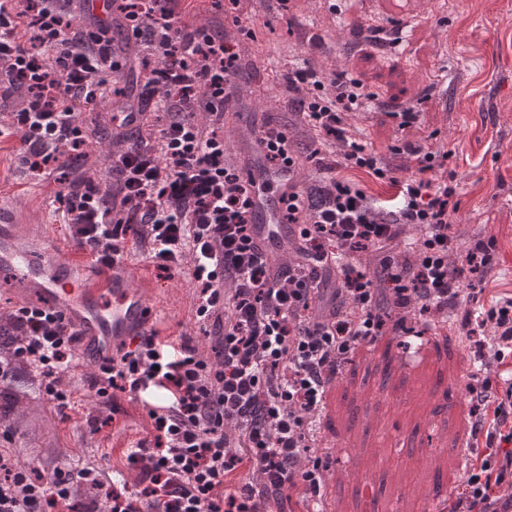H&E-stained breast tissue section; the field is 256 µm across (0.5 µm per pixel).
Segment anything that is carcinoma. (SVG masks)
I'll return each instance as SVG.
<instances>
[{"label":"carcinoma","mask_w":512,"mask_h":512,"mask_svg":"<svg viewBox=\"0 0 512 512\" xmlns=\"http://www.w3.org/2000/svg\"><path fill=\"white\" fill-rule=\"evenodd\" d=\"M19 340L15 326L0 321V357H12L14 345ZM40 381L32 370L23 364H15L12 379L8 381L7 392L0 391V422L9 426L13 433H19L29 443L42 447L44 429L36 423V418H24L20 409L40 395Z\"/></svg>","instance_id":"obj_1"}]
</instances>
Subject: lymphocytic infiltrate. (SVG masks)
<instances>
[{
	"label": "lymphocytic infiltrate",
	"mask_w": 512,
	"mask_h": 512,
	"mask_svg": "<svg viewBox=\"0 0 512 512\" xmlns=\"http://www.w3.org/2000/svg\"><path fill=\"white\" fill-rule=\"evenodd\" d=\"M72 2L0 0V98L16 100L7 131L33 172L49 176L83 157L92 132L72 102L97 104L106 75L122 73L111 37L120 24L143 52L141 96L168 120L159 128L140 124L132 140L125 130L138 124L135 113L118 118L105 182L88 178L72 193L67 224L103 265L132 240L147 247L157 269H188L195 318L212 324L220 359L211 361L190 339L171 346L151 335L104 360L99 398L123 393L151 403L150 435L126 452L135 479L107 484L92 468L41 471L0 453V512H71L79 485L103 490L107 512H269L284 501L317 512L327 465L309 448L325 388L351 351L386 325L374 282L353 255L380 252L395 306L428 316L447 310L465 275L491 272L495 244L475 243L450 267L456 175L439 183L426 177L450 152L402 142L397 151L413 157L418 175L396 180L346 121L371 110L375 94L347 72L329 75L307 61L284 80L317 134L321 184L313 196L295 185L283 193L282 221L300 227L298 259L270 260L254 236L250 189L224 158V116L239 74L235 40L184 25L186 0H118L117 20L96 16L78 28ZM200 112L210 125L197 120ZM261 140L263 169L299 168L283 127L267 126ZM344 168L394 184L391 204L373 202L341 176ZM406 225L418 233L414 247L393 254ZM475 306L461 323L466 336L478 325L494 335L476 341L473 356L503 365L512 351V295ZM12 319L22 334L15 359L36 368L47 399L67 408L62 382L77 359L78 333L51 308L21 307ZM498 385L500 397L492 394ZM469 391L492 414L474 425L486 443L471 448L454 512H512V369L503 366Z\"/></svg>",
	"instance_id": "1"
}]
</instances>
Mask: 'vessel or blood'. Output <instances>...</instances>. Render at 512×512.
<instances>
[{
    "label": "vessel or blood",
    "instance_id": "vessel-or-blood-1",
    "mask_svg": "<svg viewBox=\"0 0 512 512\" xmlns=\"http://www.w3.org/2000/svg\"><path fill=\"white\" fill-rule=\"evenodd\" d=\"M242 173L245 180L282 187L294 179L285 167L266 176L249 166ZM281 207L278 195L267 193L254 198L251 209L256 240L274 259L297 237L296 226L281 223ZM69 254V247L58 244L28 248L9 226L0 227V274L23 280L41 306L63 313L81 338L83 358L114 356L132 338L148 335L156 313L143 290L132 286L128 259L114 258L111 267L79 278Z\"/></svg>",
    "mask_w": 512,
    "mask_h": 512
}]
</instances>
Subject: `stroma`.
Segmentation results:
<instances>
[{"label": "stroma", "mask_w": 512, "mask_h": 512, "mask_svg": "<svg viewBox=\"0 0 512 512\" xmlns=\"http://www.w3.org/2000/svg\"><path fill=\"white\" fill-rule=\"evenodd\" d=\"M414 19L401 23L390 0H238L226 13L218 0H196L185 22L215 31L251 28L254 39L239 44L242 71L233 106L244 124L236 135L224 126L226 158L240 164L246 138L274 123L297 132L301 117L282 75L300 60L326 73L346 71L377 96L375 108L352 112L348 124L395 170L415 176L412 160L393 154L402 140L451 151L458 211L452 232L464 251L477 240L496 243L493 273L483 299L512 294V0H412ZM319 34L322 48L309 41ZM132 68L109 81L100 107L75 102L81 120L94 127L88 159L77 162L71 180L90 169L104 171L112 127L106 115L139 106L138 49L125 52ZM393 105H414L420 121L402 131L389 114ZM15 137L0 138V206L22 237L70 240L59 195L67 184L44 180L19 159ZM134 283L155 311L160 337L191 338L208 358L213 344L193 318L195 285L188 272L157 270L143 248L127 243ZM469 307L460 295L454 308L429 317L422 335L386 330L357 346L328 391L315 426V455L327 461L331 512H450L458 483L432 494L435 473L452 474L462 461L460 444L476 420L467 386L478 369L460 328ZM95 361L79 360L64 379L73 394L70 409L40 400L33 410L50 422L48 437L62 465L123 468V453L148 436L151 420L140 401L121 394L101 401L93 390ZM100 423L97 433L86 427Z\"/></svg>", "instance_id": "obj_1"}]
</instances>
